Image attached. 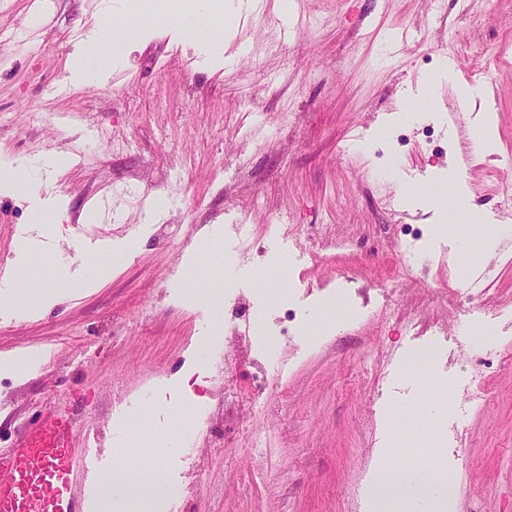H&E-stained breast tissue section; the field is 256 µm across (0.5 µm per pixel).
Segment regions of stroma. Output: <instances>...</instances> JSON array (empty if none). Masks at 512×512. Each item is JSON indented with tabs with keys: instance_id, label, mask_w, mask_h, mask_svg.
<instances>
[{
	"instance_id": "obj_1",
	"label": "stroma",
	"mask_w": 512,
	"mask_h": 512,
	"mask_svg": "<svg viewBox=\"0 0 512 512\" xmlns=\"http://www.w3.org/2000/svg\"><path fill=\"white\" fill-rule=\"evenodd\" d=\"M278 2L237 20L250 51L227 66L221 47L205 54L151 12L0 0V35L15 37L0 51V150L65 212L70 266L86 260L81 234L118 240L102 220L113 184L141 180L177 211L161 240L145 211H124L137 246L98 287L62 289L42 313L0 309V358L37 360L0 373V445L48 410L72 412L77 439L97 437L100 468L122 448L129 467L163 468L178 490L164 512H366L363 488L388 465L446 475L444 512H512V365L487 354L512 346V262L483 302L459 298L486 224L512 226L498 206L512 185V0H485L476 16L461 0H289L284 20ZM114 27L132 44L99 41L92 77L73 81L78 33ZM449 61L434 141L395 142L397 116ZM464 83L485 86L496 120L483 160ZM60 84L69 94L55 96ZM52 154L62 170L33 175ZM447 169L469 185L464 212L446 221L406 203L414 189L453 199ZM236 217L276 227L246 260ZM34 222L23 194L0 195V266ZM405 224L422 225L428 267L396 244ZM204 232L222 266L186 265ZM335 238L354 246L326 249ZM195 283L213 297H191ZM286 302L297 319L284 341L270 327ZM335 302L346 320L323 330ZM396 311L447 326L436 382L402 375L401 356L430 336L403 333ZM233 330L221 369L201 362L200 346ZM479 342L461 365L457 346ZM443 383L450 399L476 389L479 403L442 404Z\"/></svg>"
}]
</instances>
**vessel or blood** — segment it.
<instances>
[{"instance_id": "obj_1", "label": "vessel or blood", "mask_w": 512, "mask_h": 512, "mask_svg": "<svg viewBox=\"0 0 512 512\" xmlns=\"http://www.w3.org/2000/svg\"><path fill=\"white\" fill-rule=\"evenodd\" d=\"M104 480L90 444L74 443L70 413L51 410L0 448V512H84V478Z\"/></svg>"}]
</instances>
